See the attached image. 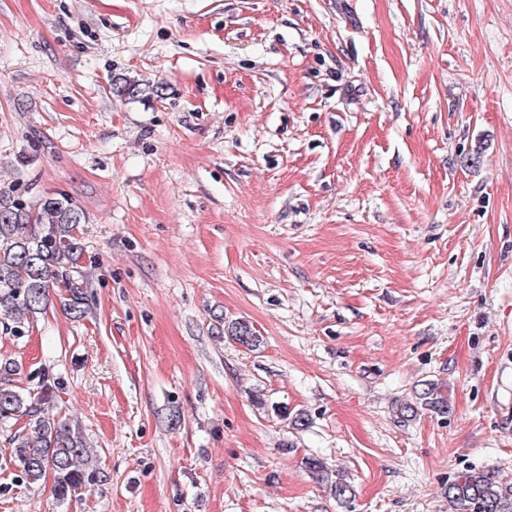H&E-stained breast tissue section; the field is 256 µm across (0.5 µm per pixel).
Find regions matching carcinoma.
<instances>
[{
    "label": "carcinoma",
    "instance_id": "carcinoma-1",
    "mask_svg": "<svg viewBox=\"0 0 512 512\" xmlns=\"http://www.w3.org/2000/svg\"><path fill=\"white\" fill-rule=\"evenodd\" d=\"M163 95L159 85L147 89L134 80L113 85V94L134 98L143 93ZM82 207L65 194L42 195L31 201L11 191H0V313L9 317L14 338L29 332V319L55 302L66 315L81 318L87 313L88 296L83 288L84 248L80 225ZM230 334L239 344L254 348L260 337L251 326L238 321ZM20 366L0 360V431L9 433L12 459L20 468L18 478L30 486L43 482L52 467L54 492L64 500L93 480L90 452L82 437L54 414L59 378L41 370L38 385H18ZM417 403L400 408L403 418L426 409L442 418L451 411L450 393L432 382L415 391ZM340 503L353 489L343 478L330 483ZM445 495L450 512H512V484L489 469H468L448 483Z\"/></svg>",
    "mask_w": 512,
    "mask_h": 512
}]
</instances>
